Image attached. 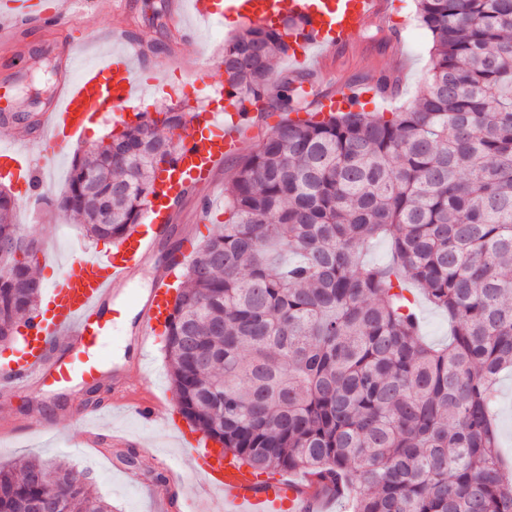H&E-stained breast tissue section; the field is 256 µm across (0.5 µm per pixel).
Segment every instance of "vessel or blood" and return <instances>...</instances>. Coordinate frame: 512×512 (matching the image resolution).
Wrapping results in <instances>:
<instances>
[{"label":"vessel or blood","mask_w":512,"mask_h":512,"mask_svg":"<svg viewBox=\"0 0 512 512\" xmlns=\"http://www.w3.org/2000/svg\"><path fill=\"white\" fill-rule=\"evenodd\" d=\"M192 8L204 21L228 14L253 26L274 27L282 14V0H192ZM33 9L30 0H20L14 11L0 14V35L24 29ZM295 9L302 16V26L293 36L292 58L313 70L325 67L331 51L351 47L366 23H387L385 0H297ZM62 54L65 73L39 116L37 151L29 152L17 139L0 144V177L15 182L25 200L39 199L54 162L85 138L101 112L123 110L139 95L130 68L132 54L126 47L82 69L76 66L72 44H65ZM370 92L369 85L342 81L335 94L322 97L321 102L344 110ZM255 104L251 97L232 96L222 128L206 137L183 139L175 159L180 178L158 181L144 205L152 217L147 231L127 237L112 252L84 258L81 274L59 277L52 284L47 313L33 315L24 326L20 356L0 365L1 385L27 386L47 379L65 384L77 376L94 377L98 367L89 351L108 332L106 302L111 294L127 288L156 244L171 235L173 215L184 195L212 186L225 159L241 151L247 114ZM185 256L182 247L169 253L150 292L130 302L136 318L138 360H145L147 347L164 323V308L174 301L171 288ZM184 457L201 465L209 489L221 492L223 512H319L320 499L312 482L280 476L256 479L238 465L214 458L206 442L197 437L187 439Z\"/></svg>","instance_id":"b4317fda"}]
</instances>
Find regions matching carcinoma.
Instances as JSON below:
<instances>
[{"instance_id":"carcinoma-1","label":"carcinoma","mask_w":512,"mask_h":512,"mask_svg":"<svg viewBox=\"0 0 512 512\" xmlns=\"http://www.w3.org/2000/svg\"><path fill=\"white\" fill-rule=\"evenodd\" d=\"M432 36L427 82L397 112L315 119L304 72L274 76L283 30L250 26L224 44V86L282 120L238 163L228 218L195 250L163 335L192 430L257 474L300 471L351 512H512L495 419L512 369V0H416ZM77 158L50 206L95 239L134 232L174 162L183 107L161 110ZM0 190V242L19 235ZM386 238L391 261L363 250ZM26 259L0 279V346L40 296ZM448 314L443 348L420 333L413 289ZM48 474L0 466V512L43 501ZM54 468L52 512H107Z\"/></svg>"}]
</instances>
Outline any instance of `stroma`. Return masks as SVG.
Wrapping results in <instances>:
<instances>
[{
    "label": "stroma",
    "mask_w": 512,
    "mask_h": 512,
    "mask_svg": "<svg viewBox=\"0 0 512 512\" xmlns=\"http://www.w3.org/2000/svg\"><path fill=\"white\" fill-rule=\"evenodd\" d=\"M172 0H78L67 25L35 22L21 37L0 43V108L17 113L13 122L0 121V142L16 135L19 118L34 109V99L48 101V89L57 82L64 67L60 55L65 35L89 37L88 58H100L113 49L107 39L110 28L121 27L128 35L144 36L165 43L164 51L147 52L134 60L138 78L148 100L149 112L183 101L190 113L212 112L215 100L200 98V89H217L224 83L223 70L209 66V53L238 33L240 26L231 19L221 23H194L195 37L179 41L169 25L152 24L161 6ZM390 10L401 32V42H394L388 31L369 25L362 30L353 50L339 53L329 60L326 71L315 73L318 83L328 77L360 82L385 73L399 77V97L368 104L371 112H394L417 94L430 64L431 38L416 19L414 0H389ZM116 121L112 113H102L97 131L88 132L83 142L70 154L59 159L53 169L44 196H56L67 185L76 157L89 146L106 138ZM238 164L237 158L225 160L217 180L220 184L213 197L208 223L198 222L197 199L186 197L169 240L161 242L156 255L134 277V288L146 292L152 288L162 265L161 254L178 242H198L218 224L224 223V191ZM15 221L24 233L41 243L36 275L51 279L80 270L86 256L110 251L111 244L87 236L82 224L70 215L49 206L36 213L25 207L15 209ZM99 363L100 388L88 393V383L75 378L69 385L53 381L34 384L25 389H0V464L21 458L40 460L46 468L66 462L91 483L112 512H158L155 499L156 476L182 469L187 486H203L202 473L181 465V428L187 427L179 417L177 397L172 389L162 348H154L147 369L136 368L135 348L130 333L110 327L102 343L90 351ZM126 373V397L135 402L145 398L158 401L160 410L177 415L176 427L163 420L147 422L130 411H111L112 373ZM97 414L96 423L83 424L77 408Z\"/></svg>",
    "instance_id": "35a3bbf8"
}]
</instances>
